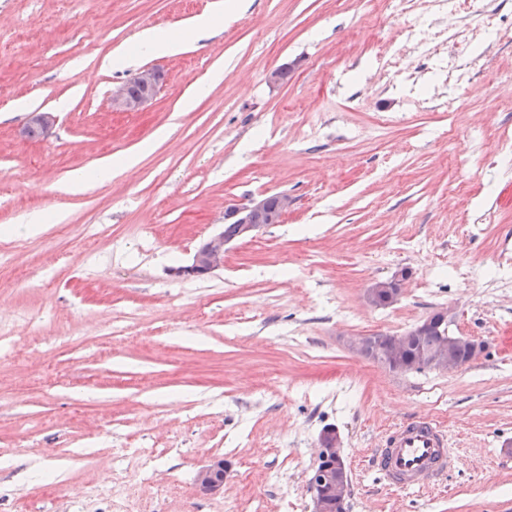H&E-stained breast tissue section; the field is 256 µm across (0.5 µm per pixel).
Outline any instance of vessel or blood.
Here are the masks:
<instances>
[{"mask_svg":"<svg viewBox=\"0 0 512 512\" xmlns=\"http://www.w3.org/2000/svg\"><path fill=\"white\" fill-rule=\"evenodd\" d=\"M369 462L386 485L420 490L445 479L457 457L446 430L420 417L387 429Z\"/></svg>","mask_w":512,"mask_h":512,"instance_id":"1","label":"vessel or blood"}]
</instances>
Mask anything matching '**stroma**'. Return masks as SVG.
I'll list each match as a JSON object with an SVG mask.
<instances>
[{"instance_id": "1", "label": "stroma", "mask_w": 512, "mask_h": 512, "mask_svg": "<svg viewBox=\"0 0 512 512\" xmlns=\"http://www.w3.org/2000/svg\"><path fill=\"white\" fill-rule=\"evenodd\" d=\"M480 2L499 27L457 85L429 0H247L166 56L140 35L181 38L230 0H0V512H308L327 425L348 512H512V274L462 278L512 256V0ZM148 66L157 97L113 111ZM33 112L55 116L47 137L22 135ZM280 192L281 223L206 278L172 276L225 205ZM35 212L44 231L2 235ZM403 269L398 302H366ZM442 308L488 344L455 373H394L346 344ZM421 416L456 471L381 488L369 449ZM216 458L231 472L206 495L195 476Z\"/></svg>"}]
</instances>
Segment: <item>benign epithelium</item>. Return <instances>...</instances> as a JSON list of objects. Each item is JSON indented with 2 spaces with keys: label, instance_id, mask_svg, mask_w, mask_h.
Masks as SVG:
<instances>
[{
  "label": "benign epithelium",
  "instance_id": "7a95c632",
  "mask_svg": "<svg viewBox=\"0 0 512 512\" xmlns=\"http://www.w3.org/2000/svg\"><path fill=\"white\" fill-rule=\"evenodd\" d=\"M136 84L142 94L133 96L128 86ZM159 89L158 70L142 69L125 82L112 89V109L118 112H140L157 95ZM294 204V199L286 193L276 197L275 206L269 205L265 196L253 198L241 205L229 206L224 210V223L237 225L235 238L242 239L254 235L269 224H278ZM231 238L224 233L214 235L200 245L192 263L176 269V275L185 279H201L224 265V247ZM403 273L391 280L374 283L366 293L369 304H392L404 294ZM447 312L440 311L428 315L412 326L403 336H353L350 349L358 356L373 360L381 366L396 371H411L418 368L452 373L461 368L448 348V343L433 351L414 358L412 363L402 359V353L414 339L432 331H448ZM228 467L224 459L216 458L198 471L195 482L198 489L206 494H217L224 489ZM307 491L312 502L311 512H344L352 492L350 466L342 451L339 435L335 428L327 427L319 435L316 446V461L308 474Z\"/></svg>",
  "mask_w": 512,
  "mask_h": 512
}]
</instances>
